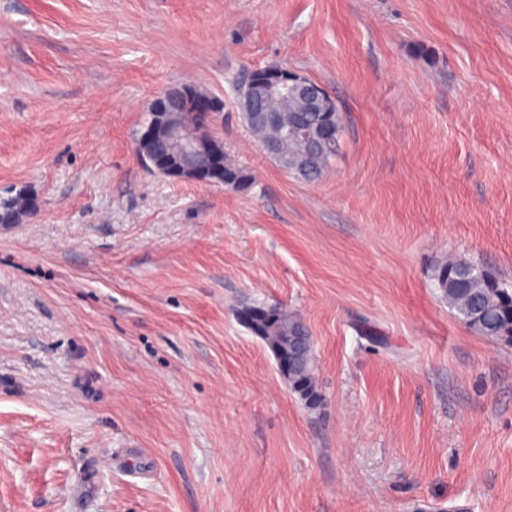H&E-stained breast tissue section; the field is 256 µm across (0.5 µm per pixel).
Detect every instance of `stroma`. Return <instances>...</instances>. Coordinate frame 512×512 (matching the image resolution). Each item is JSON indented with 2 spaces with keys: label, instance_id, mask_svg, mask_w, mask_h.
<instances>
[{
  "label": "stroma",
  "instance_id": "1",
  "mask_svg": "<svg viewBox=\"0 0 512 512\" xmlns=\"http://www.w3.org/2000/svg\"><path fill=\"white\" fill-rule=\"evenodd\" d=\"M277 64L343 119L316 181L244 125ZM191 84L253 184L137 150ZM0 512H512V345L434 287L512 284V0H0ZM307 326L312 410L238 319Z\"/></svg>",
  "mask_w": 512,
  "mask_h": 512
}]
</instances>
